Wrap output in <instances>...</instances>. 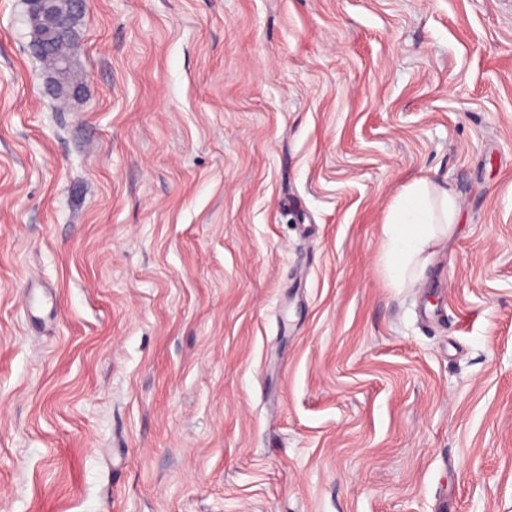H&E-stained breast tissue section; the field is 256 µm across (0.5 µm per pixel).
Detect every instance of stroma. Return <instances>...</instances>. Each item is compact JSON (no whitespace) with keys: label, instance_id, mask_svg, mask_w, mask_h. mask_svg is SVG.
Segmentation results:
<instances>
[{"label":"stroma","instance_id":"1","mask_svg":"<svg viewBox=\"0 0 512 512\" xmlns=\"http://www.w3.org/2000/svg\"><path fill=\"white\" fill-rule=\"evenodd\" d=\"M29 43L0 0V512H512V0H91L65 112ZM457 219L458 206L447 188L426 178L401 185L383 227L388 274L398 287L412 281L410 270L432 242L454 230Z\"/></svg>","mask_w":512,"mask_h":512}]
</instances>
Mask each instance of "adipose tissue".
Masks as SVG:
<instances>
[{"label":"adipose tissue","instance_id":"1","mask_svg":"<svg viewBox=\"0 0 512 512\" xmlns=\"http://www.w3.org/2000/svg\"><path fill=\"white\" fill-rule=\"evenodd\" d=\"M458 219V206L447 188L418 178L401 185L383 227L388 274L405 287L409 273L432 242L448 236Z\"/></svg>","mask_w":512,"mask_h":512}]
</instances>
